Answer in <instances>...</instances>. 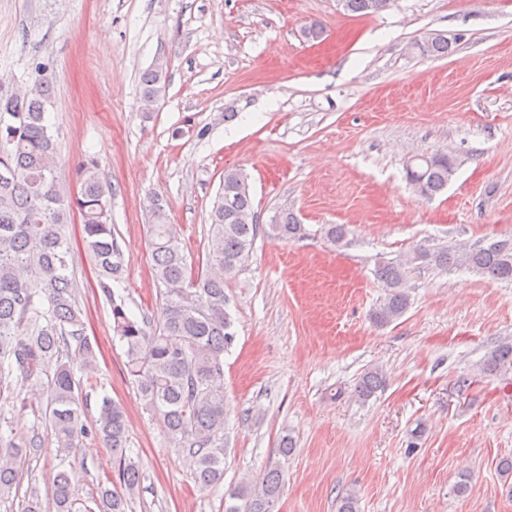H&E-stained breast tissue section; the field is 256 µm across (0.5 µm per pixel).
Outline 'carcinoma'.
<instances>
[{"label": "carcinoma", "instance_id": "cac0c4a2", "mask_svg": "<svg viewBox=\"0 0 512 512\" xmlns=\"http://www.w3.org/2000/svg\"><path fill=\"white\" fill-rule=\"evenodd\" d=\"M394 0H342L343 8L360 16L376 15ZM451 42L441 34L428 37L419 52L448 55ZM145 106L151 107L165 89L162 68L141 77ZM48 84L41 78L25 92L0 87V401H11L19 390H46L45 420L57 447L70 452L85 442L112 451L119 487L101 486L82 498L65 470L55 474L51 500L55 512H126L138 495L139 464L131 456L124 407L104 396L98 416L87 419L83 388L97 384L98 360L85 334L79 290L70 272V244L62 228L79 214L85 248L97 271L98 287L112 312V330L125 346L126 368L136 384L143 408L158 417L171 443L194 458L191 478L196 487L210 488L224 479V389L214 385L232 345L233 325L224 283L249 258L260 235L296 241L309 236L293 210L275 212L261 224L253 211L247 176L224 170L223 184L208 214L206 265L188 276L179 226L169 221L158 197L150 202V253L155 279L165 286L159 326L131 318L125 303L112 292L124 274L120 247L110 223L112 186L100 176L96 157L75 170L79 190L71 191L57 173V147L47 119ZM456 162L446 154L425 158L407 168L414 191L431 198L448 186ZM332 244L347 230L342 224L321 228ZM440 269L465 266L492 279L512 281V240L487 247L450 244L416 248L406 256L382 260L375 275L385 295L371 313L387 326L408 310L407 269L413 264ZM512 369V345H503L486 360L482 371ZM382 385L377 370L362 374L355 395L366 400ZM41 441L0 436V504L18 494L23 473L37 457ZM283 489L281 473L268 469L254 481L238 486L225 512H273Z\"/></svg>", "mask_w": 512, "mask_h": 512}]
</instances>
